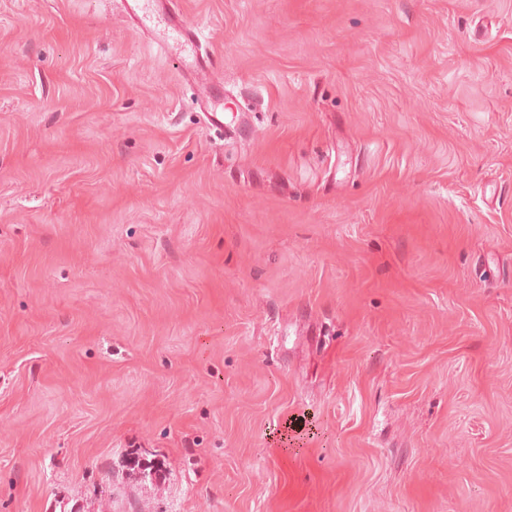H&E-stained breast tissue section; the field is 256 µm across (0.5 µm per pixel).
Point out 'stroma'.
Masks as SVG:
<instances>
[{
	"instance_id": "35a3bbf8",
	"label": "stroma",
	"mask_w": 512,
	"mask_h": 512,
	"mask_svg": "<svg viewBox=\"0 0 512 512\" xmlns=\"http://www.w3.org/2000/svg\"><path fill=\"white\" fill-rule=\"evenodd\" d=\"M0 0V512H512V0ZM128 19L170 55L183 74L191 76L194 103L203 123L224 132L225 139L241 137L251 126L245 112L224 123V79L217 60L202 52L203 26L176 9L174 0H120Z\"/></svg>"
}]
</instances>
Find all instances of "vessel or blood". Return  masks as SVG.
<instances>
[{"mask_svg": "<svg viewBox=\"0 0 512 512\" xmlns=\"http://www.w3.org/2000/svg\"><path fill=\"white\" fill-rule=\"evenodd\" d=\"M128 19L147 34L157 48L170 55L184 74L191 76L194 103L203 123L223 132L225 138L250 131L246 113L233 123L224 121V79L217 60L203 51L200 22L184 17L175 0H121Z\"/></svg>", "mask_w": 512, "mask_h": 512, "instance_id": "b4317fda", "label": "vessel or blood"}]
</instances>
